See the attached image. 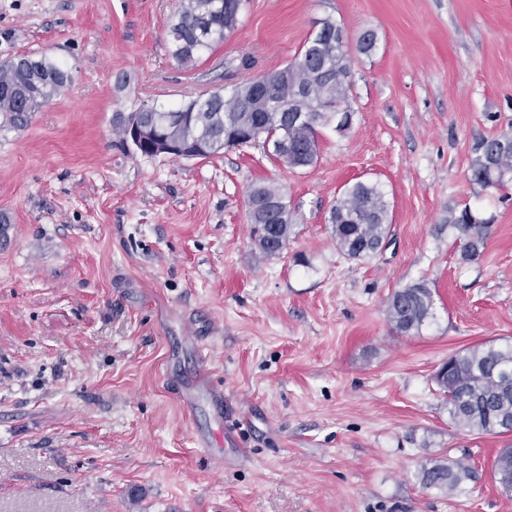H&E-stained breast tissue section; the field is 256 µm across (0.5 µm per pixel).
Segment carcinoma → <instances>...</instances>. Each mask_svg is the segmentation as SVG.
<instances>
[{
	"instance_id": "obj_1",
	"label": "carcinoma",
	"mask_w": 512,
	"mask_h": 512,
	"mask_svg": "<svg viewBox=\"0 0 512 512\" xmlns=\"http://www.w3.org/2000/svg\"><path fill=\"white\" fill-rule=\"evenodd\" d=\"M241 0H185L170 27L173 58L190 66L224 42V28L236 27ZM342 27L331 19L320 22L288 69L290 84L283 88L278 73L267 75L263 93L267 99L286 98L297 87L302 98L285 112H261L247 99L250 83L235 88L224 99L219 88L203 100L179 107L158 108L143 104L130 117H144L173 135L194 133L218 142L249 128L253 140L288 134L292 150L275 156L282 165L295 168L299 159L311 165L317 156L318 130L337 113L345 111L350 90V61L343 47L331 41V32ZM70 70L45 55L22 56L0 65V131L23 130L34 112L46 105L71 82ZM298 111L311 112V122L295 121ZM481 155L472 167L474 180L484 187L500 186L512 174V137L500 136L481 143ZM250 233L266 256L280 253L293 234L291 213L280 189L273 184L253 186L248 193ZM330 223L339 249L352 259L372 257L381 249L389 230L388 205L373 184L356 182L347 188L330 211ZM457 232L461 259L472 261L483 252L492 225L464 207L448 217ZM434 294L421 281L395 290L387 300V317L399 334L421 329L432 316ZM448 371L435 374V382L448 415L457 425L482 432L512 431V345L482 343L448 358ZM507 495L512 494V448H503L492 468ZM472 468L462 461L435 460L423 465L421 482L430 489L452 493L472 479Z\"/></svg>"
}]
</instances>
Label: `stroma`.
Wrapping results in <instances>:
<instances>
[{"label":"stroma","instance_id":"stroma-1","mask_svg":"<svg viewBox=\"0 0 512 512\" xmlns=\"http://www.w3.org/2000/svg\"><path fill=\"white\" fill-rule=\"evenodd\" d=\"M183 3L0 0V62L46 55L74 77L0 132V512H512L491 477L512 432L458 426L434 381L458 351L512 342V175L472 179L479 142L512 136V0H244L191 69L169 39ZM327 18L352 122L320 128L311 166L259 142L144 156L113 135L115 113L284 68ZM358 181L391 232L353 260L329 216ZM259 183L295 224L271 257L250 237ZM466 206L493 226L473 262L446 223ZM422 280L433 315L398 334L386 301ZM219 430L220 462L201 445ZM440 459L475 480L425 488Z\"/></svg>","mask_w":512,"mask_h":512}]
</instances>
